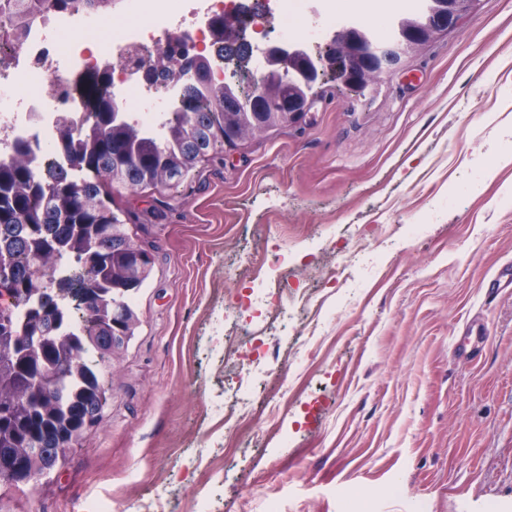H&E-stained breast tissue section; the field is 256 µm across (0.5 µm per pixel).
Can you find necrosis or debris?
Here are the masks:
<instances>
[{
    "label": "necrosis or debris",
    "instance_id": "obj_1",
    "mask_svg": "<svg viewBox=\"0 0 512 512\" xmlns=\"http://www.w3.org/2000/svg\"><path fill=\"white\" fill-rule=\"evenodd\" d=\"M311 0H262V9L280 18L273 42L322 45L336 25V13L325 23L311 19ZM244 0H124L118 15L84 11L32 15L15 49L0 50V160L13 152L16 140H26L33 168L62 163L56 134L60 115L86 112L81 87L87 75L109 73L119 84L122 109L154 131H161L171 111L169 89L144 86L139 61L159 53L187 52L190 57L218 59L209 21L215 15L241 9ZM112 33L98 48L77 39V32L94 33L104 23Z\"/></svg>",
    "mask_w": 512,
    "mask_h": 512
}]
</instances>
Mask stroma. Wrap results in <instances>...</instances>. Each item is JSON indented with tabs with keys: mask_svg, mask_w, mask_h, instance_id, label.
I'll use <instances>...</instances> for the list:
<instances>
[{
	"mask_svg": "<svg viewBox=\"0 0 512 512\" xmlns=\"http://www.w3.org/2000/svg\"><path fill=\"white\" fill-rule=\"evenodd\" d=\"M512 0L172 189L99 424L0 512H512ZM255 401L233 434L228 382Z\"/></svg>",
	"mask_w": 512,
	"mask_h": 512,
	"instance_id": "stroma-1",
	"label": "stroma"
}]
</instances>
